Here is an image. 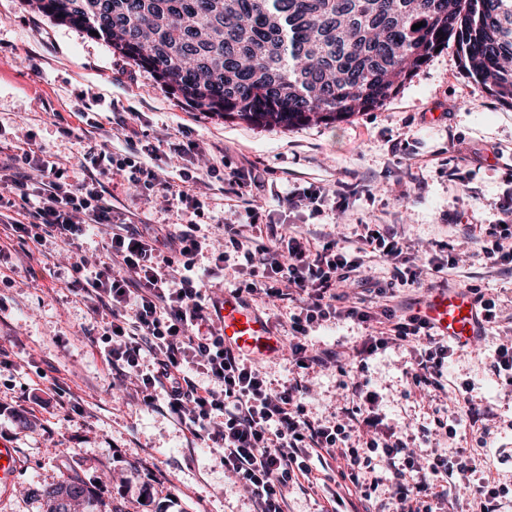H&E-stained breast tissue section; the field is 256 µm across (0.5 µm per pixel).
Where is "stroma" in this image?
<instances>
[{
    "label": "stroma",
    "mask_w": 512,
    "mask_h": 512,
    "mask_svg": "<svg viewBox=\"0 0 512 512\" xmlns=\"http://www.w3.org/2000/svg\"><path fill=\"white\" fill-rule=\"evenodd\" d=\"M97 124L95 139L124 146L122 121L137 123L157 147L165 174L183 158L171 142L197 143L212 163L223 155L264 170L272 194L257 203L290 230L335 232L351 245L366 224H388L418 264L454 258L444 272L450 287L474 284L492 297L503 320L475 347L459 351L446 372L468 383V395L489 405L490 445L467 486L491 476L512 488V386L490 365L512 329V274L491 267L468 225L496 224L512 198V108L477 85L460 51L434 53L382 106L335 122L288 128L257 125L195 108L151 78L111 43L34 12L24 0H0V139L32 134L45 159L83 179L86 143L65 139L62 123ZM106 198L135 224H186V210L141 199L118 173L104 177ZM331 197L319 214L282 207L278 194L309 185ZM21 246L0 252V439L18 448L23 468L0 512H40L34 490L75 473L98 501L118 512H250L247 494L224 470L222 452L192 443L168 414L145 407L134 388L112 383L100 356L79 335L90 316L65 286L63 266L32 281ZM408 350L395 346L368 360L367 376L381 397L380 413L424 451L476 446L470 430L449 437L442 424L456 409L442 392L410 389ZM309 415L327 417L344 406L335 370L314 371ZM60 383L69 392L71 420L35 403L39 389ZM428 439L415 435L419 426Z\"/></svg>",
    "instance_id": "1"
}]
</instances>
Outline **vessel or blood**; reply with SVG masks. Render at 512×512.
<instances>
[{
	"instance_id": "b4317fda",
	"label": "vessel or blood",
	"mask_w": 512,
	"mask_h": 512,
	"mask_svg": "<svg viewBox=\"0 0 512 512\" xmlns=\"http://www.w3.org/2000/svg\"><path fill=\"white\" fill-rule=\"evenodd\" d=\"M438 335L458 345H471L485 332L484 313L462 288L444 289L429 295L418 309ZM224 345L255 361L276 359L283 347L273 323L248 299L225 293L219 305ZM21 459L12 445L0 441V495H8L17 481Z\"/></svg>"
}]
</instances>
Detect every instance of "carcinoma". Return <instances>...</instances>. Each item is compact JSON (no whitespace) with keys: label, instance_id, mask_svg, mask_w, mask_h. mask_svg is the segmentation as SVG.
I'll list each match as a JSON object with an SVG mask.
<instances>
[{"label":"carcinoma","instance_id":"obj_1","mask_svg":"<svg viewBox=\"0 0 512 512\" xmlns=\"http://www.w3.org/2000/svg\"><path fill=\"white\" fill-rule=\"evenodd\" d=\"M26 3L98 32L203 112L285 128L336 121L377 107L452 40L469 74L512 107V0ZM39 497L42 512L96 500L78 476L42 487Z\"/></svg>","mask_w":512,"mask_h":512}]
</instances>
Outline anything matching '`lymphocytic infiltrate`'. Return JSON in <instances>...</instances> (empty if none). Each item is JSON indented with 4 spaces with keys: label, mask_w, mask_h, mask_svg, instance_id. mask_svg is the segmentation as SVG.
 Returning <instances> with one entry per match:
<instances>
[{
    "label": "lymphocytic infiltrate",
    "mask_w": 512,
    "mask_h": 512,
    "mask_svg": "<svg viewBox=\"0 0 512 512\" xmlns=\"http://www.w3.org/2000/svg\"><path fill=\"white\" fill-rule=\"evenodd\" d=\"M128 149L89 147L83 164L89 175L70 181L61 163L41 157L32 141L0 156V186L8 189L9 214L0 233L42 255L62 249L68 266L66 286L91 312L82 328L89 347L119 381L130 383L142 403L173 416L204 447L221 451L224 469L254 506L253 512H288L293 487L337 485L322 512H371L380 482L368 478L379 467L388 480L381 512H434L448 493L437 490L438 477H465L472 460L464 448L423 457L406 436L387 428L377 412L378 394L366 377L367 360L389 345L418 352L409 371L413 388L443 389L444 370L457 348L436 335L418 314H397L387 300L395 284L423 285L424 273L442 272L446 264L429 258L419 267L405 252L394 228L367 224L356 248L341 245L332 233H297L263 220L258 207L245 210V223L225 224L224 245L213 248L202 233V175L223 171L236 198L264 192L267 181L254 165L225 160L223 168L180 169L170 182L151 166L158 149L132 125H124ZM125 173L144 199L163 198L191 210L193 224H145L126 221L105 197L101 178ZM502 224L480 226L492 266L512 272V204L503 208ZM262 228L243 235L242 226ZM101 239L100 249L87 246ZM208 264H200V256ZM393 261L394 280L362 277L365 256ZM235 262L247 272L237 293L294 302L288 356L298 369L288 384L273 387L261 366L224 345L219 298L213 289L224 266ZM361 290L351 297L349 286ZM351 318L374 323L351 352L316 347V328ZM336 369L352 397L330 417H311L306 399L309 372Z\"/></svg>",
    "instance_id": "obj_1"
}]
</instances>
